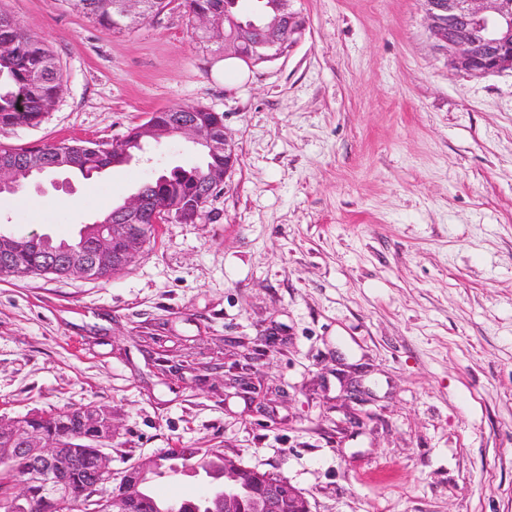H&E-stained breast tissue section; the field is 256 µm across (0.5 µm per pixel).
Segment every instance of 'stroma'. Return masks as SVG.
<instances>
[{
  "label": "stroma",
  "mask_w": 512,
  "mask_h": 512,
  "mask_svg": "<svg viewBox=\"0 0 512 512\" xmlns=\"http://www.w3.org/2000/svg\"><path fill=\"white\" fill-rule=\"evenodd\" d=\"M295 7L293 50L232 72L183 0L120 33L66 0H0L64 77L0 145L109 143L199 105L237 154L199 218L159 225L118 273L0 276V418L104 407L114 473L214 448L311 512H512V75L450 66L422 0ZM197 161L165 138L1 194L0 221L71 241Z\"/></svg>",
  "instance_id": "stroma-1"
}]
</instances>
